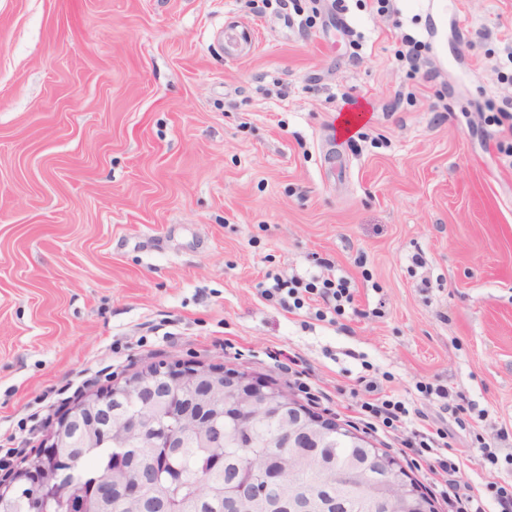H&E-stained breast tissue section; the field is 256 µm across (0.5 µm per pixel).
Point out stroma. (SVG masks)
Segmentation results:
<instances>
[{"instance_id":"35a3bbf8","label":"stroma","mask_w":512,"mask_h":512,"mask_svg":"<svg viewBox=\"0 0 512 512\" xmlns=\"http://www.w3.org/2000/svg\"><path fill=\"white\" fill-rule=\"evenodd\" d=\"M347 5L356 47L243 0H0V457L195 362L357 429L436 512L405 431L364 423L363 378L447 429L463 484L512 480V0ZM322 258L356 290L338 324L261 296ZM427 384L466 396L465 426Z\"/></svg>"}]
</instances>
